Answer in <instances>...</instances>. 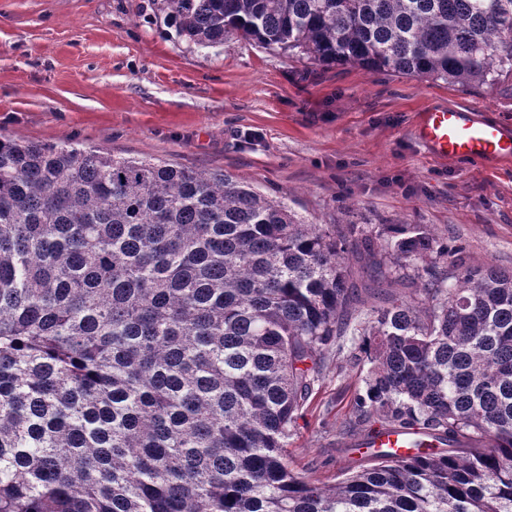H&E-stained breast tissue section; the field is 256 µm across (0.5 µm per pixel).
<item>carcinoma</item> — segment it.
<instances>
[{
	"label": "carcinoma",
	"instance_id": "1",
	"mask_svg": "<svg viewBox=\"0 0 512 512\" xmlns=\"http://www.w3.org/2000/svg\"><path fill=\"white\" fill-rule=\"evenodd\" d=\"M165 3L197 49L512 75V0ZM460 253L423 224L307 223L227 171L0 134V512H512V271ZM333 347L366 366L355 423L420 448L321 486L288 438Z\"/></svg>",
	"mask_w": 512,
	"mask_h": 512
}]
</instances>
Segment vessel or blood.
<instances>
[{
	"label": "vessel or blood",
	"instance_id": "b4317fda",
	"mask_svg": "<svg viewBox=\"0 0 512 512\" xmlns=\"http://www.w3.org/2000/svg\"><path fill=\"white\" fill-rule=\"evenodd\" d=\"M416 133L434 155L443 159L512 157V139L503 135L498 124L471 120L465 110L457 107L423 112Z\"/></svg>",
	"mask_w": 512,
	"mask_h": 512
}]
</instances>
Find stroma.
<instances>
[{"instance_id":"stroma-1","label":"stroma","mask_w":512,"mask_h":512,"mask_svg":"<svg viewBox=\"0 0 512 512\" xmlns=\"http://www.w3.org/2000/svg\"><path fill=\"white\" fill-rule=\"evenodd\" d=\"M456 106L512 134V76L432 83L319 66L237 36L194 49L163 0H0V134L226 170L312 224H424L470 266L512 268V159L443 160L414 128ZM363 374L330 351L288 440L332 485L353 462Z\"/></svg>"}]
</instances>
